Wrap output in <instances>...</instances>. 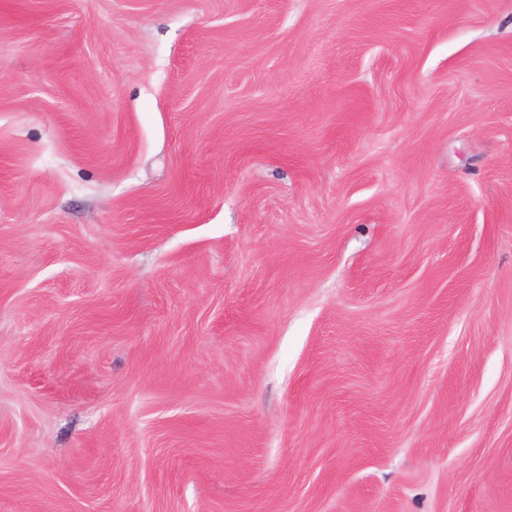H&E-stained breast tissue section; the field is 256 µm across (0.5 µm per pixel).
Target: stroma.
Segmentation results:
<instances>
[{
    "label": "stroma",
    "instance_id": "35a3bbf8",
    "mask_svg": "<svg viewBox=\"0 0 512 512\" xmlns=\"http://www.w3.org/2000/svg\"><path fill=\"white\" fill-rule=\"evenodd\" d=\"M0 512H512V0H0Z\"/></svg>",
    "mask_w": 512,
    "mask_h": 512
}]
</instances>
